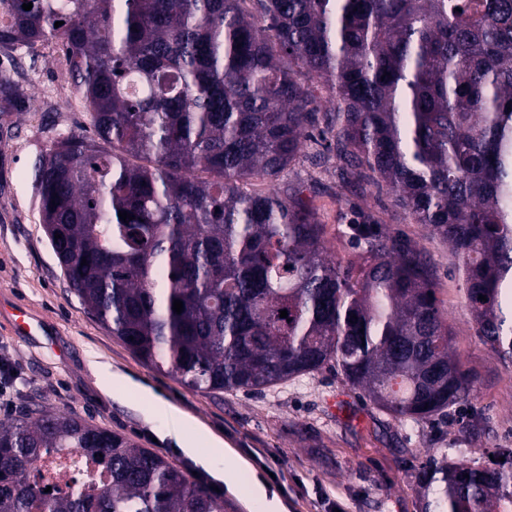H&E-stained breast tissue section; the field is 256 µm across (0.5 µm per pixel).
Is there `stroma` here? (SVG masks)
<instances>
[{
  "label": "stroma",
  "mask_w": 512,
  "mask_h": 512,
  "mask_svg": "<svg viewBox=\"0 0 512 512\" xmlns=\"http://www.w3.org/2000/svg\"><path fill=\"white\" fill-rule=\"evenodd\" d=\"M67 68L62 45L54 40L0 50V72L31 103L28 111L0 120V302L24 303L51 322L56 343L51 350L0 325V362L8 361L16 378L14 403L31 400L73 412L153 448L185 474L221 488L228 512H262L261 501L247 494L256 482L277 495L282 512H420L417 478L428 456L512 448V368L477 336L447 245L411 223L387 191L342 180L314 129L283 181L306 186L324 226L329 259L358 261L362 248L351 221L361 210L372 213L382 231L424 250L448 315L452 348L475 380L471 404L441 423H399L328 367L260 393L208 394L142 363L70 292L42 229L35 179L40 161L67 136L92 133ZM96 361L130 377L134 388L107 391V376L92 367ZM139 384L221 439L224 457L208 461L206 444L190 454L167 437V420L142 404ZM228 466L240 469L239 491L224 487Z\"/></svg>",
  "instance_id": "35a3bbf8"
}]
</instances>
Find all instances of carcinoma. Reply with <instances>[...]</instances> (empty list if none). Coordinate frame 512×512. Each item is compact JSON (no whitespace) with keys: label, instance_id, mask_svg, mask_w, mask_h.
<instances>
[{"label":"carcinoma","instance_id":"1","mask_svg":"<svg viewBox=\"0 0 512 512\" xmlns=\"http://www.w3.org/2000/svg\"><path fill=\"white\" fill-rule=\"evenodd\" d=\"M53 39L95 137L42 162L44 232L144 364L219 392L330 367L397 422L471 402L426 254L362 211L360 261L336 263L304 187H276L318 121L305 76L332 93L347 178L448 244L477 336L512 366V0H0V48ZM24 111L0 76V112ZM63 450L102 466L98 492L28 480ZM421 471L422 512H512V448ZM0 512L227 504L130 437L25 404L0 423Z\"/></svg>","mask_w":512,"mask_h":512}]
</instances>
